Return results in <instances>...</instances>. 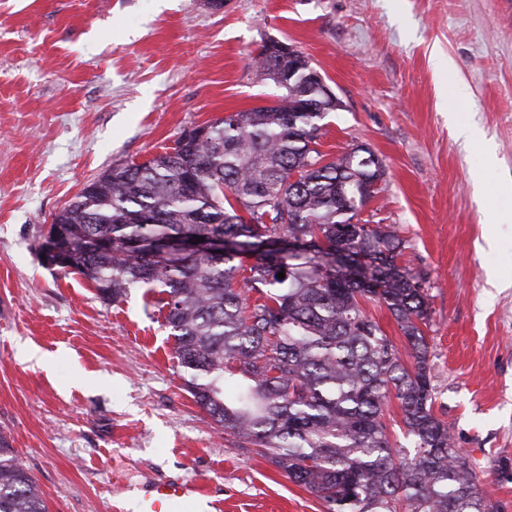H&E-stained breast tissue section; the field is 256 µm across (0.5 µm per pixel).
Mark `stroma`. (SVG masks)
<instances>
[{"label":"stroma","instance_id":"stroma-1","mask_svg":"<svg viewBox=\"0 0 512 512\" xmlns=\"http://www.w3.org/2000/svg\"><path fill=\"white\" fill-rule=\"evenodd\" d=\"M270 38L342 102L320 151L382 161L360 217L398 229L434 412L512 512V0H0V434L49 512H128L148 477L207 486L208 512H325L193 401L158 293L108 302L41 258L89 179L273 98Z\"/></svg>","mask_w":512,"mask_h":512}]
</instances>
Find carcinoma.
<instances>
[{"label":"carcinoma","mask_w":512,"mask_h":512,"mask_svg":"<svg viewBox=\"0 0 512 512\" xmlns=\"http://www.w3.org/2000/svg\"><path fill=\"white\" fill-rule=\"evenodd\" d=\"M253 62L281 90L277 105L232 112L208 122L199 143L87 182L54 221L75 241L112 247L76 248L62 270L114 303L133 288L162 289L193 400L327 512H499L434 413L422 278L402 264L397 230L357 222L373 152L317 148L333 101L307 56L281 64L261 51ZM195 236L224 239V255L148 260L134 248ZM368 302L388 310L407 347ZM392 392L410 458L389 441ZM0 512H47L2 435ZM367 312L375 318L385 333L392 339L402 350L405 345L404 337L401 335L395 320L391 317L385 308H381L375 303L365 305Z\"/></svg>","instance_id":"obj_1"}]
</instances>
